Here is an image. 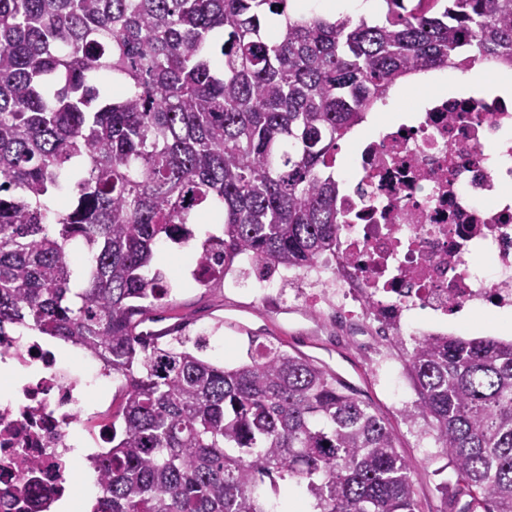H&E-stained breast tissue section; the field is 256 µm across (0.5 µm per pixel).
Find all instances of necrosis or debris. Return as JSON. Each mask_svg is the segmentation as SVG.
I'll list each match as a JSON object with an SVG mask.
<instances>
[{"mask_svg": "<svg viewBox=\"0 0 512 512\" xmlns=\"http://www.w3.org/2000/svg\"><path fill=\"white\" fill-rule=\"evenodd\" d=\"M428 99L351 140L336 254L290 303L328 308L375 361L380 338L415 335L416 312H512V99L439 89ZM112 382L90 355L76 371L43 337H0V512H28L26 483L44 512L61 501L83 512L71 428L111 406Z\"/></svg>", "mask_w": 512, "mask_h": 512, "instance_id": "necrosis-or-debris-1", "label": "necrosis or debris"}]
</instances>
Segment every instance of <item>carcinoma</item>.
<instances>
[{"label": "carcinoma", "mask_w": 512, "mask_h": 512, "mask_svg": "<svg viewBox=\"0 0 512 512\" xmlns=\"http://www.w3.org/2000/svg\"><path fill=\"white\" fill-rule=\"evenodd\" d=\"M379 11L0 0V333L79 347L123 378L93 512H282L281 481L313 512H418L392 428L326 368L263 344L217 365L184 327L138 330L170 294L159 245L223 225L196 248L198 286L243 255L310 269L335 253L336 154L366 112L411 75L512 70V0ZM405 366L407 418L429 423L462 512H512V341L421 336Z\"/></svg>", "instance_id": "carcinoma-1"}]
</instances>
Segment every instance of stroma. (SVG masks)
Segmentation results:
<instances>
[{
  "instance_id": "1",
  "label": "stroma",
  "mask_w": 512,
  "mask_h": 512,
  "mask_svg": "<svg viewBox=\"0 0 512 512\" xmlns=\"http://www.w3.org/2000/svg\"><path fill=\"white\" fill-rule=\"evenodd\" d=\"M195 249L192 242L181 246L166 243L159 248L158 268L170 281L172 292L151 310L146 328L162 333L186 324L190 336L206 338V358L221 365L245 358L252 340L283 345L288 352L304 354L324 365L391 425L398 451L411 466L419 512H440L439 488L451 468L428 436V424L406 417L416 392L404 368L405 348L392 343L389 360L378 364L355 348L336 343V327L327 323L325 314L289 309V296L307 285L301 278L280 281L272 293L259 297L252 290L256 270L237 261L225 281L206 287L190 285L188 269Z\"/></svg>"
}]
</instances>
